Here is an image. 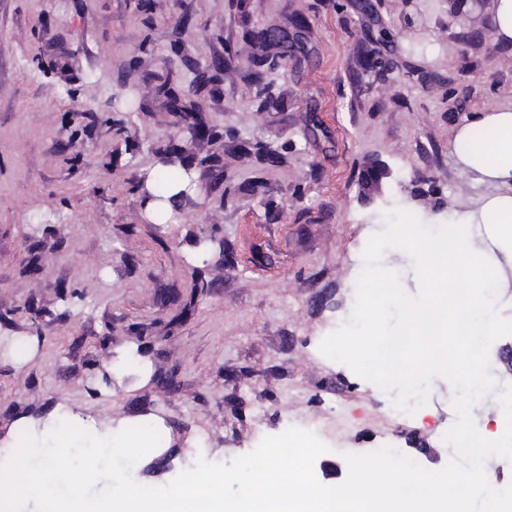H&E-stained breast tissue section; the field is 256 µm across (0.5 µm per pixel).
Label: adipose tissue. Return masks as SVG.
Instances as JSON below:
<instances>
[{"instance_id":"1","label":"adipose tissue","mask_w":512,"mask_h":512,"mask_svg":"<svg viewBox=\"0 0 512 512\" xmlns=\"http://www.w3.org/2000/svg\"><path fill=\"white\" fill-rule=\"evenodd\" d=\"M453 154L469 185H484L481 198H466L453 208L442 235L405 239L382 231L384 247L410 253L430 289L410 305L398 336L406 350L381 349L385 335L379 328L385 305L364 302L353 317L350 357L376 381L393 387L415 386L422 371H444L449 381L490 382L484 348L478 337L495 335L512 323V308H505L499 289L512 284V108L480 113L457 126ZM468 288L472 298L458 304L456 291ZM487 432L469 405L458 409L454 444H464L481 456L480 468L464 464L443 474L414 477L399 458L380 452L372 460L356 462L347 487L336 489L309 480L305 462L314 440L281 439L270 457L252 461L242 472L241 492L225 497L220 481L196 475L179 488L159 494L130 489L99 503L84 485H70L63 496H43V512H450L452 497L466 504L482 501L486 512H502L512 495L492 482L489 460L493 450ZM420 493L405 494L411 481Z\"/></svg>"}]
</instances>
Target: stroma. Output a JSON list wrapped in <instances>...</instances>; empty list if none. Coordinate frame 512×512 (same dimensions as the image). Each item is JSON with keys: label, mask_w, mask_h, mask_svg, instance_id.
<instances>
[{"label": "stroma", "mask_w": 512, "mask_h": 512, "mask_svg": "<svg viewBox=\"0 0 512 512\" xmlns=\"http://www.w3.org/2000/svg\"><path fill=\"white\" fill-rule=\"evenodd\" d=\"M0 0V461L57 416L163 442L131 474L161 486L197 459L226 463L285 427L354 461L395 448L454 467L464 391L429 373L423 414L389 413L334 350L336 327L400 273L384 324L421 297L412 258L381 257L380 225L445 222L460 172L453 129L512 107V44L492 0ZM303 47L262 56L260 31ZM184 150L196 191L156 219L148 173ZM392 170L372 203L366 164ZM488 29L495 42L512 43V0H492Z\"/></svg>", "instance_id": "stroma-1"}]
</instances>
